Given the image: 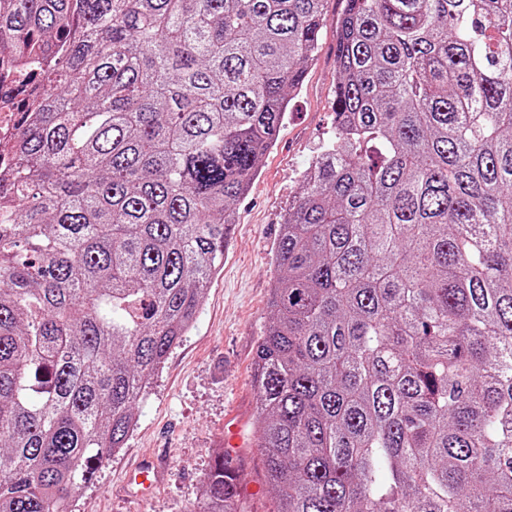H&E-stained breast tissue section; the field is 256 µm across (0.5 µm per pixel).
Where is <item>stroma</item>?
Here are the masks:
<instances>
[{"mask_svg": "<svg viewBox=\"0 0 512 512\" xmlns=\"http://www.w3.org/2000/svg\"><path fill=\"white\" fill-rule=\"evenodd\" d=\"M343 7V0H327L315 60L275 145L261 159L258 177L235 204L237 222L223 267L207 288L193 328L140 401L124 448L99 467L75 512H192L205 473L224 450L227 422L250 430L255 349L269 323L281 218L301 172L334 129L336 21ZM144 460L161 467L147 494L126 481L127 472ZM241 485L252 512H272L258 449L248 454Z\"/></svg>", "mask_w": 512, "mask_h": 512, "instance_id": "obj_1", "label": "stroma"}]
</instances>
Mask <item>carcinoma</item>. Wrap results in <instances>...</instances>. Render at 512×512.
<instances>
[{
  "instance_id": "obj_1",
  "label": "carcinoma",
  "mask_w": 512,
  "mask_h": 512,
  "mask_svg": "<svg viewBox=\"0 0 512 512\" xmlns=\"http://www.w3.org/2000/svg\"><path fill=\"white\" fill-rule=\"evenodd\" d=\"M326 0H0V512H74L193 327ZM255 354L273 512H512V0H344ZM217 457L197 512H248ZM13 108L9 111L2 110L0 112V143L2 142V163L6 162L7 167L4 168L3 172H7L9 169V163L11 162L10 148L14 144L16 137V124L17 116L14 112L18 107V103L15 100L11 101Z\"/></svg>"
}]
</instances>
